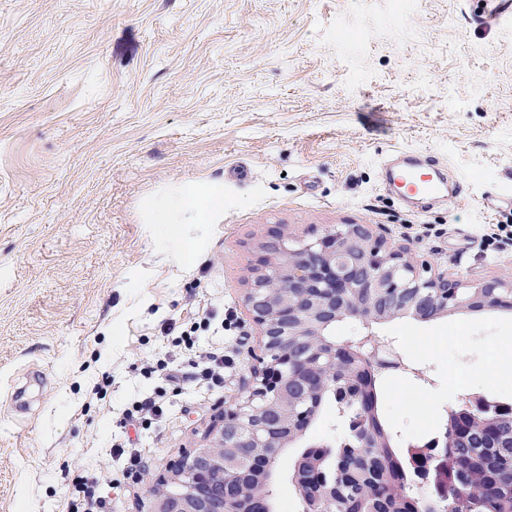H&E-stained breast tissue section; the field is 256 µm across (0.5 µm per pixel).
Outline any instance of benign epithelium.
Wrapping results in <instances>:
<instances>
[{
	"instance_id": "benign-epithelium-1",
	"label": "benign epithelium",
	"mask_w": 512,
	"mask_h": 512,
	"mask_svg": "<svg viewBox=\"0 0 512 512\" xmlns=\"http://www.w3.org/2000/svg\"><path fill=\"white\" fill-rule=\"evenodd\" d=\"M261 257L251 269L245 303L260 327L265 356L253 386L224 411L208 432L211 445L186 454L171 465V477L158 483L146 476L151 512H272L269 487L278 457L300 441L318 418L324 401L352 399L361 406L358 448L378 453L390 447L387 432L366 398L365 379L373 369L408 370L390 346L370 332L373 323L400 314L428 318L448 309L481 310L512 304V283L492 278L479 284L431 273L403 249H392L368 224H342L320 233L289 236L273 231L258 245ZM358 318L366 332L343 341L330 338L337 320ZM486 424L459 420L434 446L425 473L448 496L456 463L446 448L456 441L480 448L512 447V411L477 436ZM356 454L332 483L318 461L302 457L291 474L300 495L315 512L336 506V493L353 469L365 465ZM482 495L486 485L473 473L457 489L463 497Z\"/></svg>"
}]
</instances>
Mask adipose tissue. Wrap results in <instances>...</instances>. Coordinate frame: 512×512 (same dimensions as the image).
Listing matches in <instances>:
<instances>
[{"mask_svg": "<svg viewBox=\"0 0 512 512\" xmlns=\"http://www.w3.org/2000/svg\"><path fill=\"white\" fill-rule=\"evenodd\" d=\"M224 210V185L212 182L204 186L187 185L177 195L154 202L153 223L162 225L166 235L177 233V226L189 219L198 224L211 223Z\"/></svg>", "mask_w": 512, "mask_h": 512, "instance_id": "obj_1", "label": "adipose tissue"}]
</instances>
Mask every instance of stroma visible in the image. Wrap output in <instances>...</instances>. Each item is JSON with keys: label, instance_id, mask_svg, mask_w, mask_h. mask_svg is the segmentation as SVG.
Returning a JSON list of instances; mask_svg holds the SVG:
<instances>
[{"label": "stroma", "instance_id": "1", "mask_svg": "<svg viewBox=\"0 0 512 512\" xmlns=\"http://www.w3.org/2000/svg\"><path fill=\"white\" fill-rule=\"evenodd\" d=\"M475 0H0V512H64L68 482L111 467L112 512H150L151 477L208 446L244 396L262 337L244 303L270 228L369 224L388 247L471 283L512 249V21ZM405 153L458 199L421 212L384 187ZM224 184V212L170 238L152 203ZM194 245L184 258L186 245ZM414 374L381 373L393 449L442 437L458 390L512 342V310L374 324ZM223 350L224 387L196 380ZM173 363L178 387L145 363ZM163 396L160 423L135 403Z\"/></svg>", "mask_w": 512, "mask_h": 512}]
</instances>
